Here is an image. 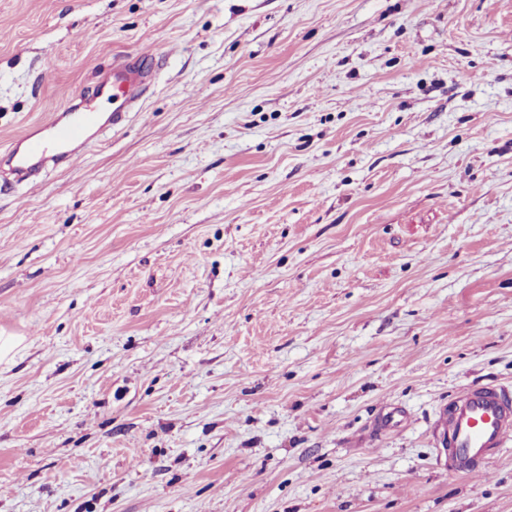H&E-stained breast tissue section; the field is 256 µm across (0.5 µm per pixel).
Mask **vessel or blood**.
<instances>
[{"mask_svg":"<svg viewBox=\"0 0 512 512\" xmlns=\"http://www.w3.org/2000/svg\"><path fill=\"white\" fill-rule=\"evenodd\" d=\"M147 54L113 68L112 116L120 118L123 104L135 103L148 89L152 71ZM62 112L45 125L27 131L6 151L18 182H32L36 172L73 159L104 131L97 110L61 90ZM443 446L453 470L467 475L484 466L512 436V390L488 383L466 390L451 405L444 421Z\"/></svg>","mask_w":512,"mask_h":512,"instance_id":"b4317fda","label":"vessel or blood"}]
</instances>
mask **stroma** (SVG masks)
<instances>
[{
    "label": "stroma",
    "mask_w": 512,
    "mask_h": 512,
    "mask_svg": "<svg viewBox=\"0 0 512 512\" xmlns=\"http://www.w3.org/2000/svg\"><path fill=\"white\" fill-rule=\"evenodd\" d=\"M0 512H512L449 403L512 387V0H0ZM150 53H140L132 62L120 64L112 69V75L99 86L102 95L111 82L112 86V118L111 124L116 125L121 118V107L126 102L133 105L149 88L152 71L147 65ZM62 110L60 115L45 125L28 130L6 150L11 174L20 183H35L36 172L71 160L78 150H84L108 126L101 123L97 108L70 94L60 91Z\"/></svg>",
    "instance_id": "obj_1"
}]
</instances>
